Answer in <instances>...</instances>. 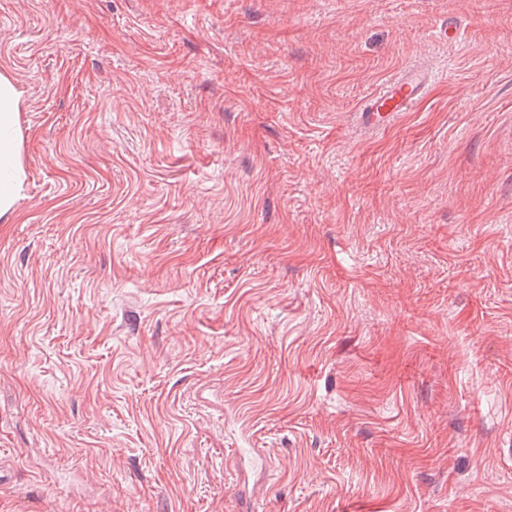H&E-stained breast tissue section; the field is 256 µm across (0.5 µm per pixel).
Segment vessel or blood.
<instances>
[{
    "label": "vessel or blood",
    "instance_id": "obj_1",
    "mask_svg": "<svg viewBox=\"0 0 512 512\" xmlns=\"http://www.w3.org/2000/svg\"><path fill=\"white\" fill-rule=\"evenodd\" d=\"M432 75L422 66L402 70L386 86L364 100L359 109V121L365 129L374 131L391 125L400 113L408 111L427 93Z\"/></svg>",
    "mask_w": 512,
    "mask_h": 512
}]
</instances>
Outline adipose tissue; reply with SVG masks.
<instances>
[{
  "label": "adipose tissue",
  "mask_w": 512,
  "mask_h": 512,
  "mask_svg": "<svg viewBox=\"0 0 512 512\" xmlns=\"http://www.w3.org/2000/svg\"><path fill=\"white\" fill-rule=\"evenodd\" d=\"M21 105V93L12 78L0 71V222L4 224L17 218L16 198L23 172Z\"/></svg>",
  "instance_id": "adipose-tissue-1"
}]
</instances>
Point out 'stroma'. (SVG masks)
Instances as JSON below:
<instances>
[{"label":"stroma","instance_id":"obj_1","mask_svg":"<svg viewBox=\"0 0 512 512\" xmlns=\"http://www.w3.org/2000/svg\"><path fill=\"white\" fill-rule=\"evenodd\" d=\"M1 69L0 512H512V0H0ZM431 80L430 71L423 66L402 70L382 90L364 100L359 109L361 126L371 131L388 127L425 96ZM21 95L9 74L0 71V222L4 224L17 219L15 205L23 172Z\"/></svg>","mask_w":512,"mask_h":512}]
</instances>
